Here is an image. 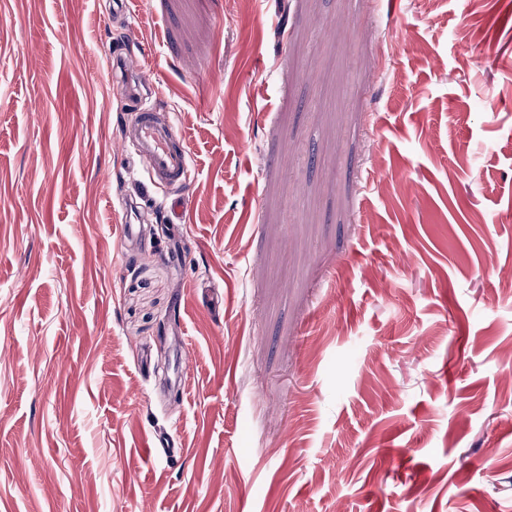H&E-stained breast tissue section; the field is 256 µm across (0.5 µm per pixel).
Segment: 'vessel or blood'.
Listing matches in <instances>:
<instances>
[{"label": "vessel or blood", "mask_w": 512, "mask_h": 512, "mask_svg": "<svg viewBox=\"0 0 512 512\" xmlns=\"http://www.w3.org/2000/svg\"><path fill=\"white\" fill-rule=\"evenodd\" d=\"M152 81L149 68L123 84L122 90L137 114V134L132 163L142 165L154 186L180 188L190 183L193 170L184 137L173 122H160L156 108L143 101L141 90Z\"/></svg>", "instance_id": "vessel-or-blood-1"}]
</instances>
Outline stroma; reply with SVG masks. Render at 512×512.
<instances>
[{
	"instance_id": "stroma-1",
	"label": "stroma",
	"mask_w": 512,
	"mask_h": 512,
	"mask_svg": "<svg viewBox=\"0 0 512 512\" xmlns=\"http://www.w3.org/2000/svg\"><path fill=\"white\" fill-rule=\"evenodd\" d=\"M128 18L0 0V512H512V0ZM152 75L149 68H140L121 86L132 112H137L138 128L131 161L142 165L154 186L182 188L193 176L189 151L174 123L160 122L155 106L142 100L141 90L153 81Z\"/></svg>"
}]
</instances>
